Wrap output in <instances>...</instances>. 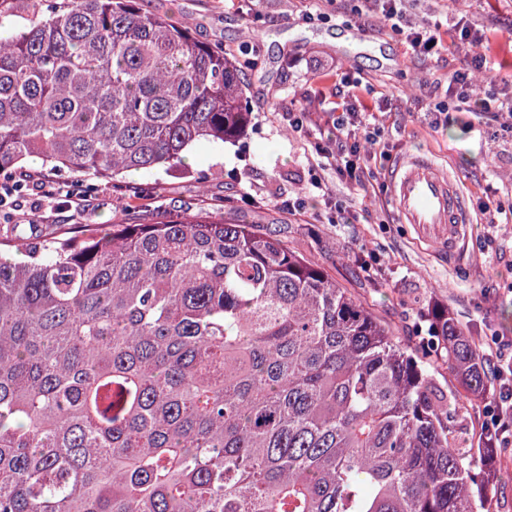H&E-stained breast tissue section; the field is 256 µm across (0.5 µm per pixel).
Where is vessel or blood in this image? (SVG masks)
I'll use <instances>...</instances> for the list:
<instances>
[{
  "label": "vessel or blood",
  "mask_w": 512,
  "mask_h": 512,
  "mask_svg": "<svg viewBox=\"0 0 512 512\" xmlns=\"http://www.w3.org/2000/svg\"><path fill=\"white\" fill-rule=\"evenodd\" d=\"M392 198L401 223L416 225L423 236L448 230V247H455L469 217L461 194L448 172L430 159L402 154L391 174Z\"/></svg>",
  "instance_id": "1"
}]
</instances>
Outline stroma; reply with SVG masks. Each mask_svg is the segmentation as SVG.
I'll return each mask as SVG.
<instances>
[{"label":"stroma","instance_id":"obj_1","mask_svg":"<svg viewBox=\"0 0 512 512\" xmlns=\"http://www.w3.org/2000/svg\"><path fill=\"white\" fill-rule=\"evenodd\" d=\"M145 12L184 27L201 42L223 47L243 72L244 97L253 112L244 135L222 145L201 143L180 170L131 172L117 180L65 175L74 196L40 199L28 214L47 237L113 220L151 222L185 207L237 218L289 248L350 288L400 339L434 353L430 317L438 310L462 325L487 368L512 356V223L497 205L512 204V133L483 112L449 109L437 122L435 103L449 74L466 68L472 54L417 57L381 15L358 18L349 0H136ZM416 26L460 18L491 31L488 53L498 63L496 81L474 79L486 96L512 84V0H406ZM320 13L302 20V11ZM259 43L250 64V43ZM356 86L360 102L388 95L383 109L366 115L377 133L376 157L367 162L363 184L340 176L315 145L325 138L336 86ZM308 110L302 131L286 115ZM411 152L448 170L471 216L455 253L434 238L419 237L399 223L391 204L389 171L394 159ZM303 200L288 211L283 200ZM356 215L336 223L337 210ZM448 394V428L458 447L479 448L494 399L474 405L455 400L453 374L435 375ZM498 475L491 512H512V440H502L487 459Z\"/></svg>","mask_w":512,"mask_h":512}]
</instances>
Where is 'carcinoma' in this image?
Instances as JSON below:
<instances>
[{"instance_id":"obj_1","label":"carcinoma","mask_w":512,"mask_h":512,"mask_svg":"<svg viewBox=\"0 0 512 512\" xmlns=\"http://www.w3.org/2000/svg\"><path fill=\"white\" fill-rule=\"evenodd\" d=\"M0 32V172L115 178L241 136L236 61L135 0ZM0 239V512H487L418 351L326 271L207 213ZM457 396L482 357L433 315Z\"/></svg>"}]
</instances>
